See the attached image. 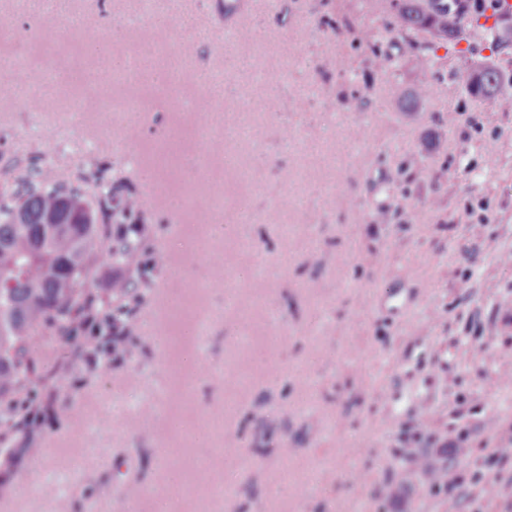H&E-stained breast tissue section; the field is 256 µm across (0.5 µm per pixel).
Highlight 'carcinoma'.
I'll use <instances>...</instances> for the list:
<instances>
[{
    "mask_svg": "<svg viewBox=\"0 0 512 512\" xmlns=\"http://www.w3.org/2000/svg\"><path fill=\"white\" fill-rule=\"evenodd\" d=\"M392 26L416 53L423 68L432 66L438 45L457 41L458 16L448 0H391ZM424 32L429 41L413 35ZM367 61L377 71H386L394 55L368 39ZM475 96L507 103L512 79L495 63L479 66L468 82ZM431 93L423 81L404 101L415 111ZM81 212L85 222L45 224L46 218ZM123 200L105 189L97 175H76V182L33 173L22 180L16 168L0 169V404L7 403L19 388L39 377L31 330L41 323L64 320L84 307L88 297L87 258L95 247L108 252L112 263L121 265L128 248L143 249V240L130 231L123 241L114 239L112 226L126 223Z\"/></svg>",
    "mask_w": 512,
    "mask_h": 512,
    "instance_id": "1",
    "label": "carcinoma"
}]
</instances>
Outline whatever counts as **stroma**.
I'll return each instance as SVG.
<instances>
[{
    "label": "stroma",
    "mask_w": 512,
    "mask_h": 512,
    "mask_svg": "<svg viewBox=\"0 0 512 512\" xmlns=\"http://www.w3.org/2000/svg\"><path fill=\"white\" fill-rule=\"evenodd\" d=\"M223 2L175 0L155 27L140 0H0V49L43 61L0 78L70 73L0 94V167L104 169L165 257L123 361L35 329L28 391L63 409L13 441L0 512H124L131 482L135 512H448L397 434L425 421L417 455L452 477L512 438V112L466 87L512 65V22L438 49L429 77L364 0ZM364 30L395 70L369 67ZM143 54L154 71L115 80Z\"/></svg>",
    "instance_id": "stroma-1"
}]
</instances>
